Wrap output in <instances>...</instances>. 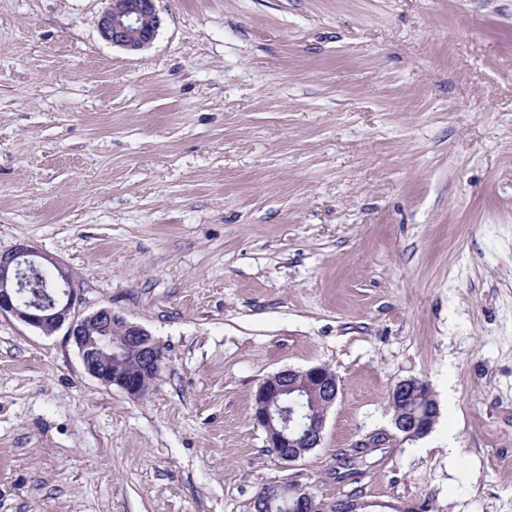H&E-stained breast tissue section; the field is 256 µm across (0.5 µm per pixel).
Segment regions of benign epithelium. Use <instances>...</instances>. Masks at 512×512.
<instances>
[{
  "instance_id": "7a95c632",
  "label": "benign epithelium",
  "mask_w": 512,
  "mask_h": 512,
  "mask_svg": "<svg viewBox=\"0 0 512 512\" xmlns=\"http://www.w3.org/2000/svg\"><path fill=\"white\" fill-rule=\"evenodd\" d=\"M98 21L103 40L130 52L148 48L161 27L156 0H108ZM52 266L50 296L33 300L26 295L29 273H43ZM78 295L69 271L54 258L20 243L0 252V316H11L51 335L66 330L78 349L85 372L101 385L140 397L164 360L160 343L142 325L130 322L104 306L88 315L76 311ZM424 383L402 380L391 393L393 424L406 438H419L433 428L437 407L418 411L412 405ZM339 394L336 374L324 365L308 369L288 368L267 376L258 386L252 419L266 434V447L282 461L297 462L321 447L327 412ZM308 400L311 411L302 430L296 429L294 405ZM280 503L279 512H319L314 496L302 489L279 488L267 500ZM378 506L363 499L336 500L331 512H369Z\"/></svg>"
}]
</instances>
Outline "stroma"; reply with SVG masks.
<instances>
[{
  "label": "stroma",
  "instance_id": "35a3bbf8",
  "mask_svg": "<svg viewBox=\"0 0 512 512\" xmlns=\"http://www.w3.org/2000/svg\"><path fill=\"white\" fill-rule=\"evenodd\" d=\"M106 7L0 0V252L57 259L164 364L136 399L0 317V512H253L270 484L512 512V0H156L137 53ZM314 365L339 396L288 464L254 393ZM410 378L439 410L413 440ZM418 379L402 380L395 385L391 393V407L394 412L393 424L405 438H419L428 434L437 417V405L428 404L420 411L412 410L419 388L424 387Z\"/></svg>",
  "mask_w": 512,
  "mask_h": 512
}]
</instances>
